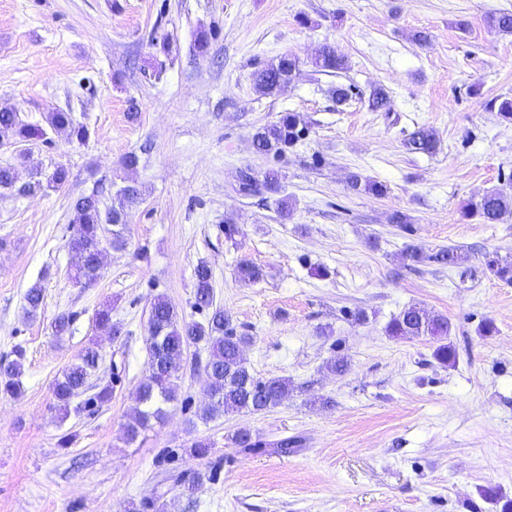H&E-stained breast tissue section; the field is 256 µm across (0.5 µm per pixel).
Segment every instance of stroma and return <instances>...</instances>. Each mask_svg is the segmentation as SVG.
<instances>
[{
	"label": "stroma",
	"instance_id": "obj_1",
	"mask_svg": "<svg viewBox=\"0 0 512 512\" xmlns=\"http://www.w3.org/2000/svg\"><path fill=\"white\" fill-rule=\"evenodd\" d=\"M501 12L512 0H0V108L35 125L63 110L87 132L0 146V165L18 175L0 190V362L26 351L19 395L0 396V512H148L155 499L165 512H491L480 487L512 497V284L484 265L492 253L512 261V216L483 224L461 213L486 191L512 193V125L487 107L512 96V35L487 24ZM325 44L347 71L314 72ZM286 52L301 60L293 82L259 96L253 72ZM338 82L363 99L337 109L327 90ZM377 86L390 111L369 110ZM284 112L311 128L278 164L294 208L285 222L235 190L240 170L268 166L252 133ZM420 127L435 132L437 154L405 150ZM132 152L140 162L129 171ZM60 166V189L25 191L32 171ZM354 172L386 196L349 192ZM131 181L143 196L126 244L81 287L69 277L73 202L97 185L111 200ZM397 211L411 233L391 223ZM228 222L239 228L232 242ZM410 245L455 246L463 259L418 264ZM243 259L263 280H238ZM201 262L250 339L248 366L293 389L265 411L202 421L208 349L194 344L165 419L126 443L150 305L161 294L179 318L205 321L193 305ZM36 282L44 302L31 316L24 295ZM412 304L447 316L454 365L434 359L429 337L387 334ZM106 305L119 338L96 324ZM62 314L71 322L59 336ZM92 340L112 399L61 417L53 384ZM337 359L344 372L329 370ZM242 431L263 447H237ZM286 436L299 445L283 453L274 443ZM201 439L209 454L191 456ZM196 471L207 478L184 495Z\"/></svg>",
	"mask_w": 512,
	"mask_h": 512
}]
</instances>
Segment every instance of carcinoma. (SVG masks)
I'll return each mask as SVG.
<instances>
[{
  "label": "carcinoma",
  "mask_w": 512,
  "mask_h": 512,
  "mask_svg": "<svg viewBox=\"0 0 512 512\" xmlns=\"http://www.w3.org/2000/svg\"><path fill=\"white\" fill-rule=\"evenodd\" d=\"M488 25L503 34H512V13H501L488 18ZM299 63L293 54H283L267 63L252 74L253 88L261 96H272L282 92L292 81ZM312 65L318 72L337 73L347 69L345 56L335 46L323 45ZM330 98L340 109L360 95L357 87L334 85L328 89ZM491 108L497 110L500 119L512 124V96H498L490 100ZM47 126L54 132L68 138L84 140L86 131L75 123L71 113L58 110L45 116ZM310 133V126L296 112H286L279 119L255 129L252 146L255 152L274 162ZM46 135L44 129L25 122L19 113L0 110V143L26 142ZM410 153L433 155L437 152L438 141L434 133L419 128L410 133L403 142ZM238 192L245 197L265 193V203L274 207L278 217L288 220L293 205L288 196L282 194L280 172L268 168L262 178L244 170L238 178ZM347 188L355 193L365 192L382 196L387 187L375 180L352 173L347 179ZM142 200V190L133 183L120 188L111 205L104 204L101 193L94 188L73 202L74 222L78 224L76 236L71 240V250L77 256L70 273L71 278L89 286L101 276L107 248L119 249L125 245L124 230L130 211ZM463 215L476 218L483 224H495L505 216L512 215V195L494 189L485 192L475 202L462 207ZM406 256L414 262H429L441 266L458 263L461 254L455 247H442L423 254L413 247H407ZM486 270L497 279L512 282V263L496 256H485ZM237 278L243 282H258L263 278L261 267L242 261L236 268ZM195 308L208 310L207 324L187 322L179 319L173 305L163 296L151 303L149 314L150 335L159 337L160 347L149 346L150 363L147 374L140 381L133 400L135 407L125 425V438L134 442L153 420L162 419L166 405L177 399L179 391L176 360L191 341L203 342L209 349L205 365L208 374L210 399L197 412L205 422L225 412H258L273 407L288 396L292 388L286 378H261L250 370L244 357L248 337L237 331L224 309L213 306V273L210 266L199 263L194 271ZM27 313L34 316L42 307L44 291L38 282L30 286L24 296ZM96 324L117 338L122 327L112 322V307L106 306L96 314ZM388 335L396 338L429 336L439 342L434 358L441 364L456 362L457 353L447 342L451 333L448 317L433 314L420 305L405 308L387 327ZM14 358L0 364V394L16 395L20 391L18 377L21 374L25 350L13 351ZM101 355L95 343H88L57 379L54 396L63 415H68L73 400L85 391L94 388L96 392L85 401V405L101 407L112 400V386L92 385L90 380L99 370ZM481 496L494 507V512H512V498L498 488L488 486L481 489Z\"/></svg>",
  "instance_id": "carcinoma-1"
}]
</instances>
